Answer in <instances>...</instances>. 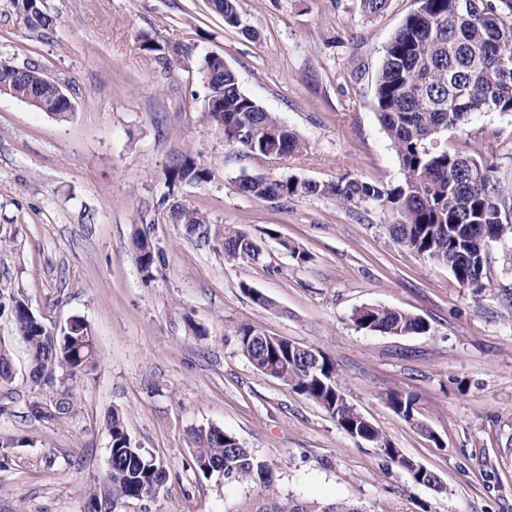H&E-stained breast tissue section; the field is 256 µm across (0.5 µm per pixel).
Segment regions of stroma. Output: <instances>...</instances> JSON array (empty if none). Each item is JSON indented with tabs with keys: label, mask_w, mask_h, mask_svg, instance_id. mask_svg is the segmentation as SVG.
Instances as JSON below:
<instances>
[{
	"label": "stroma",
	"mask_w": 512,
	"mask_h": 512,
	"mask_svg": "<svg viewBox=\"0 0 512 512\" xmlns=\"http://www.w3.org/2000/svg\"><path fill=\"white\" fill-rule=\"evenodd\" d=\"M54 20L30 29L0 0V60L34 63L68 87L58 119L0 96V288L24 299L48 327L87 322L97 365L71 389L75 413L37 419L44 386L0 312V341L15 369L0 389V512H91L107 481L119 413L132 441L165 467L157 498L125 512H233L247 486L198 473L189 432L216 426L270 464L281 494L345 499L383 512H512V240L491 243L488 288L473 293L447 265L394 244L377 208L328 197L257 200L242 174L316 181L342 176L395 185L403 178L373 103L384 49L415 0L367 15L361 0H238L243 29L208 0H40ZM164 48L144 51L145 40ZM223 57L241 90L303 139L302 154L256 162L204 119V55ZM479 146L512 185V113L487 112L449 132ZM192 155L214 176L170 184ZM179 201L211 225L258 239L261 261L225 263L216 241L187 236L166 210ZM142 235L162 250L143 273ZM308 259L298 262L293 250ZM269 297L264 309L249 290ZM380 305L422 319V334L358 329L354 311ZM323 352L347 398L442 491L412 484L372 445L323 409L257 371L235 327ZM415 398L412 421L387 402Z\"/></svg>",
	"instance_id": "35a3bbf8"
}]
</instances>
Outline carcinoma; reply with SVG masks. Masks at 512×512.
<instances>
[{
	"instance_id": "cac0c4a2",
	"label": "carcinoma",
	"mask_w": 512,
	"mask_h": 512,
	"mask_svg": "<svg viewBox=\"0 0 512 512\" xmlns=\"http://www.w3.org/2000/svg\"><path fill=\"white\" fill-rule=\"evenodd\" d=\"M417 7L403 21L386 46L374 85V103L379 119L392 141L404 180L392 186L357 177L319 182L287 176L278 180L242 174L237 188L260 199L322 196L359 208L374 206L394 218L388 225L392 241L423 258L448 265L462 284L479 292L486 269H477V252L483 240L498 242L512 238V187L502 185L494 164L485 161L480 148L470 153L448 148V130L458 129L484 112H512V0H416ZM20 9L32 29H48L51 17L42 12L38 0H21ZM224 24L238 28L241 18L237 0H211ZM203 72L217 71L207 94L214 108L205 109L211 125L223 126L226 144L254 160L288 159L302 153L304 144L273 112L266 111L239 86L235 72L221 63L203 60ZM0 82L15 85L37 96L40 111L66 117V107L56 89L22 75L15 65L0 64ZM212 171L183 156L168 173L170 183L206 182ZM170 221L185 226L187 235L207 224L204 215L185 206L169 213ZM224 248V261L263 256L261 243L246 231L225 226L214 232ZM141 271L149 274L158 259L154 246L144 237L134 238ZM11 303L14 331L29 352L31 379L43 384L49 367L69 372V379L96 366L95 356L79 344L88 331L85 321L74 319L73 331L53 332L28 312L27 304L0 289V306ZM361 330L391 336L426 332L425 323L408 314L376 305L361 307L352 315ZM240 350L262 374L279 380L295 393L316 402L352 437L370 443L390 463L405 469L420 485L422 472L430 476V487L443 489L439 477L427 471L394 447L372 422L359 418L336 380L334 364L320 351L297 347L285 338L273 337L253 324L235 331ZM14 380L8 348L0 343V387ZM388 404L409 421L414 398L391 393ZM74 411L72 394L62 390L45 402L31 405V415L54 418ZM111 436L112 468L107 475L111 497L90 495L92 506L120 512L122 505L142 493L153 496L166 479L165 469L153 456L135 446L117 413L107 420ZM192 465L204 475L218 473L230 482L247 484L251 493L233 512H372L359 502L320 501L273 491L270 465L243 447L235 435L215 426L190 431Z\"/></svg>"
}]
</instances>
